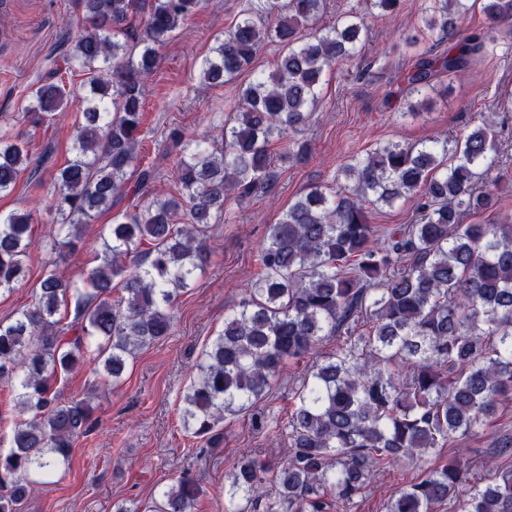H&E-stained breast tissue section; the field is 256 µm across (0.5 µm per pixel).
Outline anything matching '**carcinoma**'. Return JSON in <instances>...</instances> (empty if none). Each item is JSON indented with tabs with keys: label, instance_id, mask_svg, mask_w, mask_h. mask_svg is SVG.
Returning <instances> with one entry per match:
<instances>
[{
	"label": "carcinoma",
	"instance_id": "1",
	"mask_svg": "<svg viewBox=\"0 0 512 512\" xmlns=\"http://www.w3.org/2000/svg\"><path fill=\"white\" fill-rule=\"evenodd\" d=\"M326 0H247L213 54L205 81L222 84L249 68L267 42L282 46L275 68L256 75L238 97L233 118L203 137L173 128L163 158H172L177 195L143 199L115 219L102 238L101 264L81 288L53 271L36 301L0 321V385L14 392L10 451L0 454V512H25L31 485L49 481L89 432L93 409L63 399L59 379L87 364L118 384L129 360L174 328L178 297L204 270L205 227L229 201L268 192L277 173L269 147L301 160L297 135L322 100L327 71L361 60L365 18L351 10L315 30ZM424 26L436 43L401 78L398 94L428 99L441 74L471 68L484 37L461 23L472 0H425ZM82 25L67 57L86 75L90 98L75 126V157L49 190L44 248L72 254L82 226L109 212L130 191L156 178L142 166L141 116L158 48L202 0H74ZM495 23L512 21V0H486ZM69 92L59 79L31 92L33 126L53 120ZM498 114L468 132L418 144L390 141L355 154L336 186L315 185L296 197L257 248L260 272L245 285L224 330L212 338L183 397L184 429L224 441L231 415L269 420L258 403L286 362L308 358L283 429L288 448L278 465L253 450L224 485V512H339L363 498L372 480L404 459L436 457L451 441L490 424L512 400V217L469 224L490 208L489 176ZM31 141L0 130V194L13 190L32 162ZM417 202V223L383 236L370 207ZM29 210L0 216V293L25 277L34 248ZM149 243L151 248L141 246ZM125 292L111 299L112 284ZM75 301L64 325L59 307ZM336 347L323 350L328 338ZM512 462V434L494 439L482 461L490 470ZM202 491L187 473L161 489L148 512H193ZM512 512V469L485 481L476 467L449 460L429 467L394 494L384 512Z\"/></svg>",
	"mask_w": 512,
	"mask_h": 512
}]
</instances>
